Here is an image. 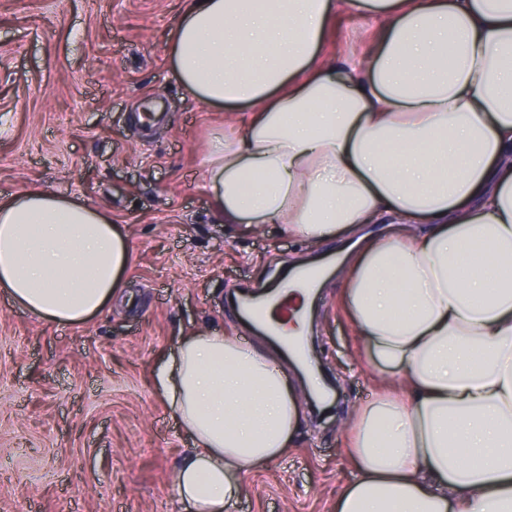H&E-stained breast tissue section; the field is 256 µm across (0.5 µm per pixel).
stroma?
<instances>
[{
	"mask_svg": "<svg viewBox=\"0 0 512 512\" xmlns=\"http://www.w3.org/2000/svg\"><path fill=\"white\" fill-rule=\"evenodd\" d=\"M180 0H0V197L33 187L90 202L132 258L112 303L80 324L33 317L0 292V512H182L175 471L191 446L151 372L207 325L275 350L234 306L279 259L341 257L265 224H227L203 171L224 115L200 105L166 51ZM375 17L344 14L327 44L367 49ZM328 276L309 339L335 410L303 407L286 457L245 475L235 512H333L351 476L352 413L377 392Z\"/></svg>",
	"mask_w": 512,
	"mask_h": 512,
	"instance_id": "1",
	"label": "stroma"
}]
</instances>
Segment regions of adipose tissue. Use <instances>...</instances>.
Masks as SVG:
<instances>
[{"label":"adipose tissue","mask_w":512,"mask_h":512,"mask_svg":"<svg viewBox=\"0 0 512 512\" xmlns=\"http://www.w3.org/2000/svg\"><path fill=\"white\" fill-rule=\"evenodd\" d=\"M350 10L379 26L338 63L328 27ZM168 52L195 100L229 110L204 169L225 223L315 245L394 226L339 268L381 377L336 512H512V0H183ZM130 261L88 202L0 199V290L36 318L86 321ZM153 385L193 443L175 474L187 512H233L301 417L274 353L209 327Z\"/></svg>","instance_id":"1"}]
</instances>
